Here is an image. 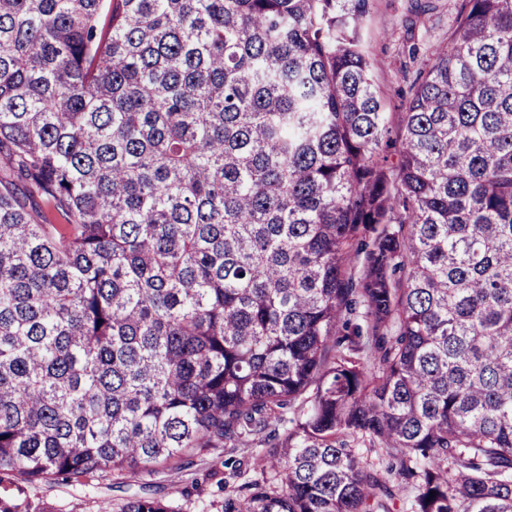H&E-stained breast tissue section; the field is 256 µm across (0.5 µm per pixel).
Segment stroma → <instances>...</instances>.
<instances>
[{
	"instance_id": "stroma-1",
	"label": "stroma",
	"mask_w": 512,
	"mask_h": 512,
	"mask_svg": "<svg viewBox=\"0 0 512 512\" xmlns=\"http://www.w3.org/2000/svg\"><path fill=\"white\" fill-rule=\"evenodd\" d=\"M456 0H369L363 40L375 62V83L385 103L391 130H398L403 114L400 91L404 70H416L448 36L455 23ZM234 457L246 478L256 477V451L238 448L195 451L178 461L159 465L153 475L127 471L111 485L90 482L72 486L63 482L41 487L38 495L54 512H94L95 501L115 502L149 495L180 508L200 512L218 492V481L228 479L226 457Z\"/></svg>"
}]
</instances>
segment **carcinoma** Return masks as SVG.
<instances>
[{"label": "carcinoma", "mask_w": 512, "mask_h": 512, "mask_svg": "<svg viewBox=\"0 0 512 512\" xmlns=\"http://www.w3.org/2000/svg\"><path fill=\"white\" fill-rule=\"evenodd\" d=\"M366 12L0 0V512L256 441L221 512H512V0L391 165Z\"/></svg>", "instance_id": "1"}]
</instances>
